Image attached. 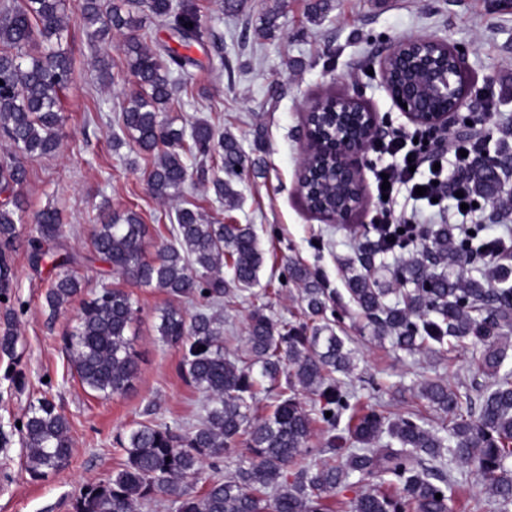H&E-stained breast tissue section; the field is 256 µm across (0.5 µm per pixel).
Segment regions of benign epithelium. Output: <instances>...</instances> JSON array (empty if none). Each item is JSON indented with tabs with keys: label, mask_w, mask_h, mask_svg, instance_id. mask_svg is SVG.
Listing matches in <instances>:
<instances>
[{
	"label": "benign epithelium",
	"mask_w": 512,
	"mask_h": 512,
	"mask_svg": "<svg viewBox=\"0 0 512 512\" xmlns=\"http://www.w3.org/2000/svg\"><path fill=\"white\" fill-rule=\"evenodd\" d=\"M412 64L422 67L428 77L430 97L442 102L435 109L420 107L414 95L397 89V73ZM382 83L395 106L409 122L417 125H431L447 129L454 116L466 103L467 86L465 80L466 62L463 55L454 50L448 40L438 37H416L394 45L379 63ZM361 106L365 132L354 134L345 126L336 127V133L324 139L309 122H304L305 138L308 146H317L319 155L336 176V180H349L363 185V156L374 145L378 134L375 112L361 104L352 95L330 96L312 101L305 113L318 112L324 108L342 116ZM364 205V189H359L358 197L336 210L330 218L339 223L349 224Z\"/></svg>",
	"instance_id": "obj_1"
}]
</instances>
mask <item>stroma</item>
Returning a JSON list of instances; mask_svg holds the SVG:
<instances>
[{
    "label": "stroma",
    "instance_id": "1",
    "mask_svg": "<svg viewBox=\"0 0 512 512\" xmlns=\"http://www.w3.org/2000/svg\"><path fill=\"white\" fill-rule=\"evenodd\" d=\"M197 2L207 30L202 41L184 43L167 26H149L153 41L195 61L180 80L169 117L178 126L207 120L216 130L233 134L247 155L262 156L264 164L238 183V208L225 207L195 179L186 183L181 199L194 202L207 222L254 225L265 252L260 281L266 294L260 302L274 321L294 324L300 319L301 290L285 279L289 262L307 266L329 291L344 292L339 261L351 255L354 242L372 233V218L380 208L375 172L394 161L373 149L365 154L366 205L351 223L308 211L297 184L306 151L304 110L312 99L351 93L376 112L380 131L408 127L376 73L380 58L404 39L444 38L466 59V112L480 120L484 153L496 157L499 130L512 117V0H329L315 19L310 16L315 0H244L233 15L224 13L221 0ZM275 4L280 7L276 29L255 40L254 29ZM62 45L73 59V80L62 96L63 143L55 154L25 162L27 179L20 192L26 215L11 254V298L0 303V315L12 313L17 335L14 353H0V431L11 438L8 450L0 451V512H73L84 485L121 468L125 453L118 440L131 428L148 422L188 427L206 405L181 371V350L166 344L158 332L160 315L173 305V297L136 286L102 261L78 263L70 271L84 294L107 286L123 289L138 302L131 343L139 356V374L130 390L108 399L84 390L63 341L76 324L81 300L73 298L52 311L46 294L55 273L50 264L36 270L29 263L27 240L36 233L33 216L45 207L60 213V244L80 255L89 252L102 202L134 211L148 229L144 249L151 258L161 243L171 240L181 201H160L149 188L144 160L125 147L113 150L108 119L132 78L114 51L115 83L101 85L78 0L70 2ZM390 206L401 224L412 218L427 224L478 222L490 238L502 236L505 225H512V215L499 219L490 207L461 216L448 196L440 207L428 206L403 186ZM342 316L356 352L351 380L363 403H382L395 415L415 413L434 426L441 417L419 396L424 380H443L479 402L488 383L474 367L482 346L449 356H410L390 342L372 340L353 303H345ZM43 396L52 398L69 421L71 453L63 469L35 478L25 466L17 423L30 403Z\"/></svg>",
    "mask_w": 512,
    "mask_h": 512
}]
</instances>
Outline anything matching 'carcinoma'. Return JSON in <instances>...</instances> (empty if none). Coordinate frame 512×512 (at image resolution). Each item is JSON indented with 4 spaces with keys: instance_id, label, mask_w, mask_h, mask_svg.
Listing matches in <instances>:
<instances>
[{
    "instance_id": "obj_1",
    "label": "carcinoma",
    "mask_w": 512,
    "mask_h": 512,
    "mask_svg": "<svg viewBox=\"0 0 512 512\" xmlns=\"http://www.w3.org/2000/svg\"><path fill=\"white\" fill-rule=\"evenodd\" d=\"M88 43L96 51L98 77L114 80L103 47L118 33L116 50L135 78L136 88L119 103L113 135L115 146L131 140L140 155L156 158L149 170L152 193L160 199L179 197L189 178L188 157L218 154L220 172L196 170L216 198L230 209L239 206L234 188L245 171L246 155L231 135L198 120L186 128L166 118L174 105L177 81L195 60L172 49L159 53L144 39L141 13L170 27L181 40L201 36L195 0H80ZM69 0H0V138L10 149L0 154V297H9L13 277L8 251L23 218L18 187L26 180L23 159L50 155L62 140L61 94L71 82L72 59L62 48L68 29ZM471 212L498 205L500 187L489 162L469 170ZM358 186L313 181L308 189L313 208L327 214L336 202L357 193ZM173 241L156 256L144 255L146 225L131 210L107 211L93 226L87 261L102 259L112 271L142 288H159L208 307L221 304L231 289L248 292L260 283L264 253L251 224L203 223L199 212L176 209ZM37 235L28 240L29 259L38 268L46 257L44 244L62 233L59 212L47 207L36 218ZM484 225L399 224L392 240L356 247L342 261L350 300L367 320L373 338L390 340L409 355L473 342L484 346L478 368L493 377L477 415L464 416L461 395L441 381H426L420 396L443 416L448 427L436 429L421 418L393 417L364 405L338 375L354 369L346 337L326 323L330 295L322 282L299 262L288 265L289 279L303 293L307 321L278 323L253 309L245 343L251 360L224 352V319L199 311L188 317L177 307L160 315L158 331L165 343L182 351L181 370L207 400L205 414L181 434L167 424L143 423L122 442L126 461L107 478L85 485L75 512H134L135 505L163 498L173 512H335L333 505L350 476L366 483L351 502L350 512H451L458 483L451 463L476 474L496 512L512 507V370L498 339L512 331V266L488 267L490 253L504 251L505 240L488 238ZM428 241L393 271V283L382 284L370 271L385 266L384 256L405 249L417 237ZM76 255L65 252L52 260L57 270L47 302L60 309L81 293L69 273ZM481 266L480 277L465 275V266ZM228 269L223 275L222 269ZM140 308L118 288H103L83 300L76 325L65 339L82 387L99 397L124 393L139 371L127 332ZM285 376L272 412L251 416L257 387ZM312 395L310 407L297 390ZM331 416H326V413ZM347 433H338L343 415ZM329 433L323 448L308 447L312 424ZM27 470L35 477L60 470L70 456L66 416L53 400L42 397L29 405L22 425ZM245 438L249 457L223 476L219 463ZM210 462L214 476L200 496L189 491L201 466ZM441 499H436V494Z\"/></svg>"
}]
</instances>
